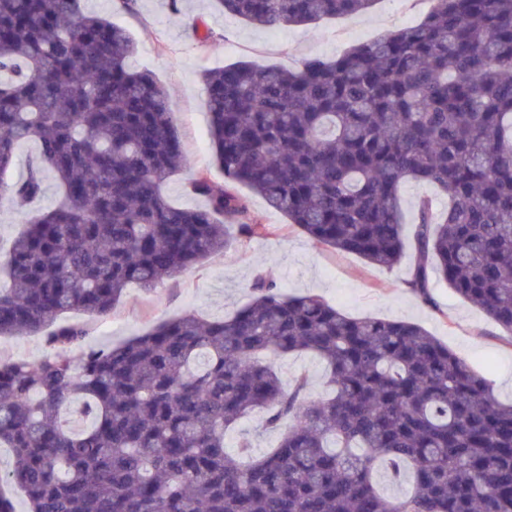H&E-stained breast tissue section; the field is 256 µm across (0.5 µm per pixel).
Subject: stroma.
Instances as JSON below:
<instances>
[{
    "mask_svg": "<svg viewBox=\"0 0 512 512\" xmlns=\"http://www.w3.org/2000/svg\"><path fill=\"white\" fill-rule=\"evenodd\" d=\"M84 6L131 34L136 46L129 60L131 68L151 72L168 92L190 166L174 173L164 192L173 205L182 208L204 203L189 187L196 173H206L215 185L224 183L211 147L202 70L238 61L292 69L304 57L330 58L418 23L430 8L428 0H400L395 6L376 0L371 10L360 15L272 32L225 15L214 0H137L131 11L122 0H84ZM423 196L434 197L440 204L445 201L428 184L410 182L401 190L407 237L404 256L394 267L375 266L360 256L317 244L252 194L248 197L250 212L258 223L272 225V234L239 240L231 250L212 254L178 278L151 288L130 285L107 318L79 311L66 313L65 318L87 324L93 344H117L186 314L217 320L249 301L250 282L261 270L285 292L319 295L349 316L419 323L482 374L499 401L511 402L512 347L503 342L504 330L440 278L431 281L436 301L432 308L406 286L414 263V203ZM277 366L286 382L296 373H308L310 398L325 394L326 370L317 358L291 355L278 359Z\"/></svg>",
    "mask_w": 512,
    "mask_h": 512,
    "instance_id": "stroma-1",
    "label": "stroma"
}]
</instances>
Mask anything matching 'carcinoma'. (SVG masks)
I'll return each mask as SVG.
<instances>
[{"instance_id":"carcinoma-1","label":"carcinoma","mask_w":512,"mask_h":512,"mask_svg":"<svg viewBox=\"0 0 512 512\" xmlns=\"http://www.w3.org/2000/svg\"><path fill=\"white\" fill-rule=\"evenodd\" d=\"M269 31L367 11L376 0H218ZM424 19L294 69H204L210 137L227 185L163 192L190 165L166 91L132 70L129 32L82 0H0V198L21 212L52 180L59 199L0 262V337L52 325L32 365L0 360V447L30 512H512V404L422 326L351 317L258 272L232 316L184 315L117 346L88 344L72 310L106 316L270 228L236 190L264 198L316 243L386 268L404 255L401 188L415 203L407 287L435 306L431 275L480 307L512 346V0H431ZM38 145L5 180L15 147ZM313 354L330 396L284 387L261 356ZM261 411L278 433L251 457L226 433ZM89 420L81 430L71 420ZM386 463L410 491L377 488Z\"/></svg>"}]
</instances>
